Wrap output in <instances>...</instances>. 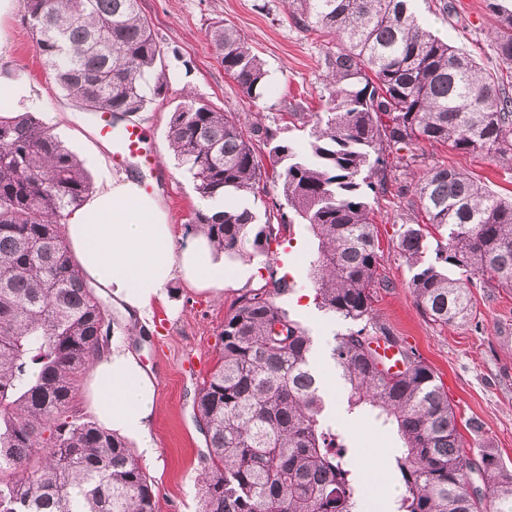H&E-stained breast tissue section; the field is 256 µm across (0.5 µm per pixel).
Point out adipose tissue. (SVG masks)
Listing matches in <instances>:
<instances>
[{
    "label": "adipose tissue",
    "instance_id": "1",
    "mask_svg": "<svg viewBox=\"0 0 512 512\" xmlns=\"http://www.w3.org/2000/svg\"><path fill=\"white\" fill-rule=\"evenodd\" d=\"M64 234L89 281L132 319L142 318L174 279L220 291L235 277L206 234L177 239L158 198L123 175L75 210ZM156 400L155 379L128 342H113L93 358L84 389L89 412L106 430L134 442L149 463L158 456Z\"/></svg>",
    "mask_w": 512,
    "mask_h": 512
}]
</instances>
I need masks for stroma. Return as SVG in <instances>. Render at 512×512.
Returning <instances> with one entry per match:
<instances>
[{
	"instance_id": "35a3bbf8",
	"label": "stroma",
	"mask_w": 512,
	"mask_h": 512,
	"mask_svg": "<svg viewBox=\"0 0 512 512\" xmlns=\"http://www.w3.org/2000/svg\"><path fill=\"white\" fill-rule=\"evenodd\" d=\"M452 4L448 19L436 11L435 0H418L417 9L434 34L473 53L484 68H498L490 37L496 18L485 0H452ZM139 7L166 49L167 86L163 98L135 119L147 128L157 158L152 190L159 195L176 237L185 239L197 231L195 213L207 210L209 204L196 193L189 174L168 149L171 112L190 93L201 102L230 108L243 127L260 119L279 126L282 137L303 144L305 129L286 113L298 100L310 111L323 109L319 57L325 38L295 25L285 0H140ZM24 14V0H14L11 12L0 16V28L9 34L0 72L28 84L30 92L20 111L41 118L84 160L93 186H100L116 173L109 159L112 148L93 135L88 114L76 110L54 84L34 51ZM218 21L234 26L264 61L272 94L250 100L225 74L205 39L207 27ZM417 153L412 168L389 169L387 190L373 203L383 245L379 272L388 285L377 291L372 317L377 325L403 338L433 369L457 407L459 422L480 423V432L466 433V440L497 449L504 466L512 471V288H487L482 281H474L478 327L434 324L417 309L409 288L413 270L392 243L402 219L411 214L402 190L427 169L455 166L502 196L512 195V170L492 156L462 154L443 146L422 145ZM289 235L287 259L278 271L297 281L302 293L284 296L281 303L309 330L323 353L334 334L346 326L323 316L309 297L307 258L316 248L312 235L301 224L291 225ZM264 262L261 256L251 260L219 295L175 281L153 303L147 328L135 333L134 351L158 389L153 430L159 464L146 470L154 486L156 512H201L199 474L207 449L194 416V394L217 360L225 314L240 295L265 285ZM335 411L339 427L349 435L351 451L371 462L366 476L376 486L373 512H388L398 491L387 466L399 446L396 434L370 418L347 415L343 406Z\"/></svg>"
}]
</instances>
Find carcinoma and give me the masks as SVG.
<instances>
[{
    "label": "carcinoma",
    "instance_id": "cac0c4a2",
    "mask_svg": "<svg viewBox=\"0 0 512 512\" xmlns=\"http://www.w3.org/2000/svg\"><path fill=\"white\" fill-rule=\"evenodd\" d=\"M140 0H25L38 54L81 112L116 123L166 87L165 49ZM291 20L331 39L319 59L326 106L290 117L309 127L301 148L262 123L243 131L234 113L189 99L167 138L212 205L196 221L230 259L269 255L299 221L317 240L308 275L317 310L347 324L329 358L345 411L391 427L389 468L401 485L389 512H512V472L492 448L471 456L433 370L372 322L389 283L377 274L381 242L370 194L384 192L389 157L415 162L419 144L492 155L512 167V85L420 24L413 0H287ZM497 18L495 52L512 69V9ZM207 40L250 99L268 72L244 37L216 22ZM269 148L272 173L255 145ZM284 205L277 224L256 207L268 189ZM397 233L414 268L419 311L440 326L473 317L471 280L512 288V198L453 166L430 168L406 188ZM93 194L85 162L34 114L0 116V512H155L149 477L125 441L72 410L78 378L108 344L114 320L73 260L63 234ZM287 276L241 295L224 315L213 371L193 400L207 455L202 512H363V478L308 330L277 299ZM400 349L392 374L373 344Z\"/></svg>",
    "mask_w": 512,
    "mask_h": 512
}]
</instances>
